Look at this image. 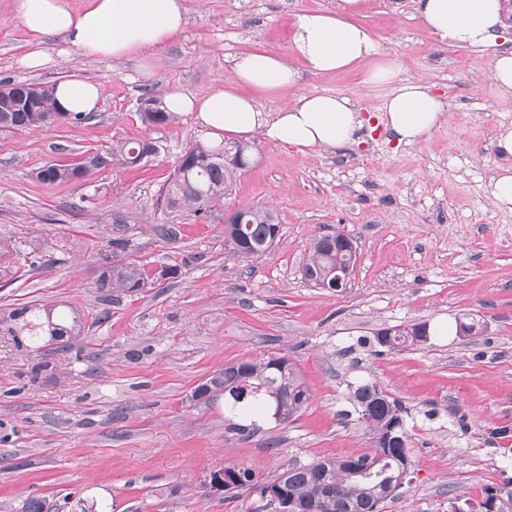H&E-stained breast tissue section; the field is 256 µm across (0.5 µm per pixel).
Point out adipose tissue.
I'll use <instances>...</instances> for the list:
<instances>
[{"mask_svg": "<svg viewBox=\"0 0 512 512\" xmlns=\"http://www.w3.org/2000/svg\"><path fill=\"white\" fill-rule=\"evenodd\" d=\"M364 3L339 0L336 12L298 14L291 41L299 65L264 49L242 53L223 86L192 95L177 88L165 92L167 111L192 116L198 131L213 143L258 131L300 152L313 148L334 151L359 142L364 120L355 96L334 92L302 95L271 116L262 110L256 95L294 87L303 68L331 74L370 58L374 41L354 20ZM416 11L440 40L494 49L492 77L497 85L512 88V49L502 41L501 0H416ZM14 13L34 36L62 37L93 60H120L165 48L188 22L181 0H84L78 10L70 8L66 0H15ZM394 84L382 105L385 125L397 144H416L440 126L445 108L423 82ZM54 97L65 112L89 114L99 108L101 89L82 76L71 75L55 84Z\"/></svg>", "mask_w": 512, "mask_h": 512, "instance_id": "1", "label": "adipose tissue"}]
</instances>
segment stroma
<instances>
[{"label":"stroma","instance_id":"35a3bbf8","mask_svg":"<svg viewBox=\"0 0 512 512\" xmlns=\"http://www.w3.org/2000/svg\"><path fill=\"white\" fill-rule=\"evenodd\" d=\"M184 4L189 23L162 51L96 61L50 37L53 64L33 72L21 61L34 39L12 0H0V80L77 74L102 91L88 122L0 129V512L33 498L55 512L95 502L109 512H253L257 494L211 493V474L233 466L266 481L289 464L366 452L351 395L368 381L402 404L411 436V473L381 512H453L512 480V207L496 205L490 186L512 90L493 81L492 52L442 44L412 0H368L373 63L396 64L400 81L425 78L447 121L416 145L395 146L378 127L333 153L254 133L223 207L197 218L165 210L160 191L200 135L183 116L144 123L139 96L223 85L232 58L256 47L291 58L296 15L336 0ZM367 72L304 69L293 93L257 100L275 112L295 94L354 93L375 112L393 86ZM142 139L157 152L140 166L115 161L60 186L35 177L47 163ZM242 202L279 215L280 238L257 259L224 243V215ZM337 230L354 241V272L342 291L312 287L301 275L310 244ZM107 256L178 273L141 292L101 288ZM22 306L76 313L81 331L62 348L31 347L11 332ZM461 321L475 332L458 334ZM418 323L426 343L393 351L375 340ZM283 355L310 393L287 422L195 396L225 366Z\"/></svg>","mask_w":512,"mask_h":512}]
</instances>
